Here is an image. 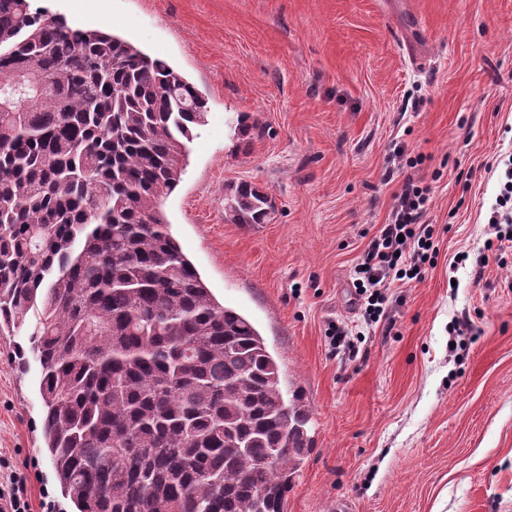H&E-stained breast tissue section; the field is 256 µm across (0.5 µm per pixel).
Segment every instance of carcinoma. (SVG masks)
<instances>
[{
	"label": "carcinoma",
	"mask_w": 512,
	"mask_h": 512,
	"mask_svg": "<svg viewBox=\"0 0 512 512\" xmlns=\"http://www.w3.org/2000/svg\"><path fill=\"white\" fill-rule=\"evenodd\" d=\"M205 115L166 61L0 0V331L34 316L21 365L39 362L45 445L77 512H284L311 448L264 339L162 209ZM271 210L248 182L224 198L233 224Z\"/></svg>",
	"instance_id": "carcinoma-1"
}]
</instances>
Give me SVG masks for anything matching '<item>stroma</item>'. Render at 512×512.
I'll list each match as a JSON object with an SVG mask.
<instances>
[{"label": "stroma", "mask_w": 512, "mask_h": 512, "mask_svg": "<svg viewBox=\"0 0 512 512\" xmlns=\"http://www.w3.org/2000/svg\"><path fill=\"white\" fill-rule=\"evenodd\" d=\"M33 3L85 28L106 11L207 99L163 209L310 413L285 512H512V254L479 279L456 261L489 238L512 157V0ZM398 144L422 164L395 168ZM408 174L433 187L439 253L368 326L353 269ZM242 181L271 197L266 223L226 221ZM334 323L356 359L336 356ZM27 343V329L0 333V464L25 478L33 512H63L40 368L15 358ZM329 334L332 336L333 346L338 353L343 352L344 355H348L349 358H356L359 353L357 342L351 339L349 331L344 327L332 324L329 329Z\"/></svg>", "instance_id": "obj_1"}]
</instances>
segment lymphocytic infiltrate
<instances>
[{
	"instance_id": "f902f5d3",
	"label": "lymphocytic infiltrate",
	"mask_w": 512,
	"mask_h": 512,
	"mask_svg": "<svg viewBox=\"0 0 512 512\" xmlns=\"http://www.w3.org/2000/svg\"><path fill=\"white\" fill-rule=\"evenodd\" d=\"M431 194L430 185L405 177L394 195L387 224L361 254L354 268L353 286L364 322L372 324L384 317L390 288L418 279L424 265L436 258L437 232L426 220ZM488 224L494 236L471 259L478 277L489 263L490 252L504 250L506 243H512V165L505 170Z\"/></svg>"
}]
</instances>
